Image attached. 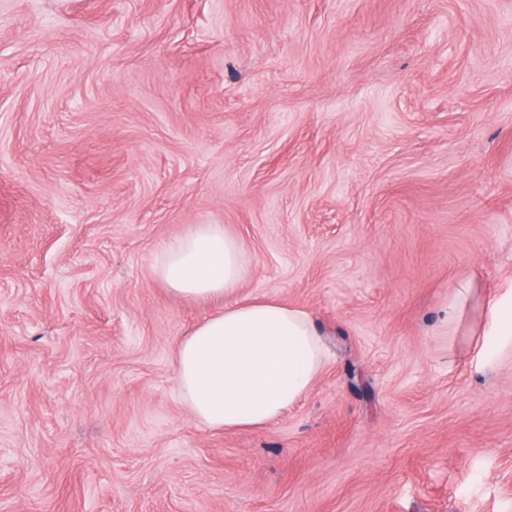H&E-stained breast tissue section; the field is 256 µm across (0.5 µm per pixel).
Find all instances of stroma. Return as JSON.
Returning a JSON list of instances; mask_svg holds the SVG:
<instances>
[{"label": "stroma", "mask_w": 512, "mask_h": 512, "mask_svg": "<svg viewBox=\"0 0 512 512\" xmlns=\"http://www.w3.org/2000/svg\"><path fill=\"white\" fill-rule=\"evenodd\" d=\"M191 224L332 357L247 432L174 391ZM512 0H0V512H512ZM252 258L224 224H192L164 242L153 270L168 289L181 296L226 300L249 276ZM487 317L478 332L469 336L471 347L485 361L491 362L506 347L512 349V286L483 296Z\"/></svg>", "instance_id": "1"}]
</instances>
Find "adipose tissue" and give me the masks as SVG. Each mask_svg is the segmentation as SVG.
Wrapping results in <instances>:
<instances>
[{
  "label": "adipose tissue",
  "instance_id": "ef3b65f1",
  "mask_svg": "<svg viewBox=\"0 0 512 512\" xmlns=\"http://www.w3.org/2000/svg\"><path fill=\"white\" fill-rule=\"evenodd\" d=\"M252 258L221 224H193L164 242L153 270L168 289L224 300L176 347L175 391L212 429H259L279 419L311 389L328 359L312 315L273 299L235 300ZM487 317L469 337L484 361L512 347V287L484 296Z\"/></svg>",
  "mask_w": 512,
  "mask_h": 512
}]
</instances>
